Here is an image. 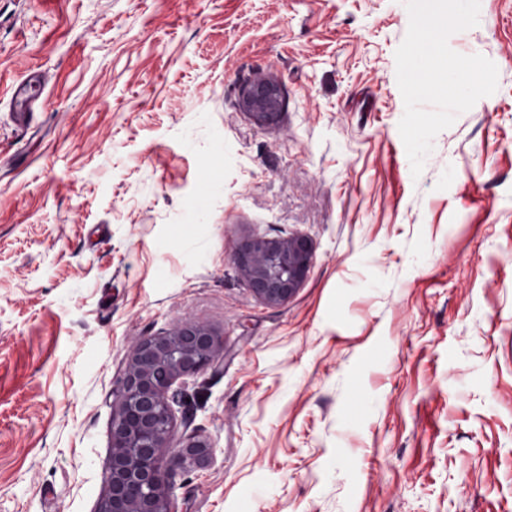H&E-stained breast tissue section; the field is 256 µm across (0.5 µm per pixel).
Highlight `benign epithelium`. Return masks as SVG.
Instances as JSON below:
<instances>
[{
    "mask_svg": "<svg viewBox=\"0 0 512 512\" xmlns=\"http://www.w3.org/2000/svg\"><path fill=\"white\" fill-rule=\"evenodd\" d=\"M243 100L264 123L274 121L282 105L278 89L265 81L250 85ZM234 261L253 295L277 306L306 278L311 249L302 237L252 238L236 248ZM223 354L224 336L191 319L159 336L134 339L126 372L113 389L112 453L97 512H178L171 473L188 460H208L212 447L195 440L170 451L175 385H186Z\"/></svg>",
    "mask_w": 512,
    "mask_h": 512,
    "instance_id": "7a95c632",
    "label": "benign epithelium"
}]
</instances>
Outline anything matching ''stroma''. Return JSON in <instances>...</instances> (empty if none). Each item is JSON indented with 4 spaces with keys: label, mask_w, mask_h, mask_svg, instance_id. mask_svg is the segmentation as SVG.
<instances>
[{
    "label": "stroma",
    "mask_w": 512,
    "mask_h": 512,
    "mask_svg": "<svg viewBox=\"0 0 512 512\" xmlns=\"http://www.w3.org/2000/svg\"><path fill=\"white\" fill-rule=\"evenodd\" d=\"M404 0H0V512H96L132 335L188 317L179 512H512V0L413 176ZM46 73L27 124L14 87ZM280 91L258 122L242 90ZM305 238L287 302L235 248Z\"/></svg>",
    "instance_id": "obj_1"
}]
</instances>
